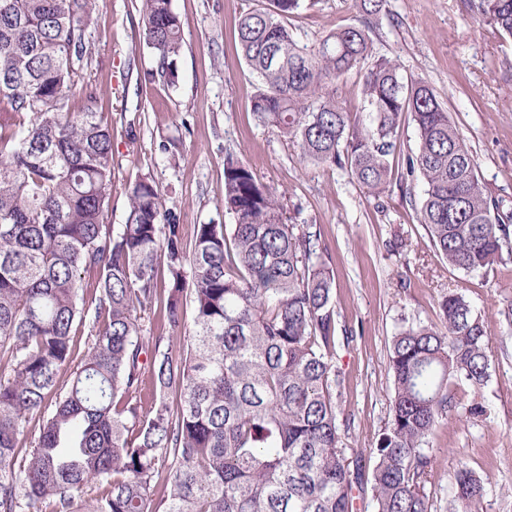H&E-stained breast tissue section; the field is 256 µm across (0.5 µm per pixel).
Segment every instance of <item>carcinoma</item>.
Listing matches in <instances>:
<instances>
[{
    "mask_svg": "<svg viewBox=\"0 0 512 512\" xmlns=\"http://www.w3.org/2000/svg\"><path fill=\"white\" fill-rule=\"evenodd\" d=\"M269 2L238 22L240 55L259 81V121L293 139L304 160L345 169L378 196L399 169L397 128L410 117L418 147L399 182L416 173L424 182L417 219L435 250L464 272L511 261L512 210L485 193L433 89L373 55L382 0H359L357 22L314 48L286 23L302 0ZM95 4L0 0V358L11 367L0 372V512H358L367 484L375 512H431L423 445L454 408L450 381L489 380L481 316L450 291L439 303L443 328L412 324L393 336L391 419L366 478L340 437L333 275L320 235L284 223L279 196L241 158L224 157L234 223L194 225L190 249L150 176L125 187L120 230L103 223L111 123L97 87L83 81ZM467 8L512 39V0ZM142 13L143 42L158 56L150 76L172 85L179 17L171 0H143ZM367 60L363 126L338 91ZM77 97L84 104L74 112ZM156 312L168 334L143 335ZM86 323L88 350L61 394L74 327ZM34 415L39 433L18 469L19 437ZM169 457L158 493L155 467ZM90 484L106 494L81 498ZM484 493L480 476L458 470L462 512H480Z\"/></svg>",
    "mask_w": 512,
    "mask_h": 512,
    "instance_id": "cac0c4a2",
    "label": "carcinoma"
}]
</instances>
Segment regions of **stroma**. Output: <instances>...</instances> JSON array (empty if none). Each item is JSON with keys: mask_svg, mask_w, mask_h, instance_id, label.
I'll use <instances>...</instances> for the list:
<instances>
[{"mask_svg": "<svg viewBox=\"0 0 512 512\" xmlns=\"http://www.w3.org/2000/svg\"><path fill=\"white\" fill-rule=\"evenodd\" d=\"M268 0H171L182 23L177 78L146 79L155 54L142 43L141 0H98L84 76L98 88V109L112 119L115 168L105 223L127 217L124 187L151 175L185 233L224 211V155L233 152L281 198L287 223L315 226L334 273L338 328L353 342L336 346L344 380L340 433L349 457L371 473L372 449L393 397L388 371L393 336L411 323L440 326L439 302L462 291L490 339V378L482 388L452 386L456 407L424 445L431 512H453L459 467L485 483L481 512H512V262L466 273L450 267L416 219L420 177L367 194L343 169L306 162L296 145L251 110L257 78L236 50V22ZM358 17L355 0H303L287 21L307 46ZM374 54L394 59L403 75L427 83L471 150L482 183L512 207V41L473 18L465 0H386L372 35ZM176 143L178 164L164 146ZM483 417L466 414L473 402Z\"/></svg>", "mask_w": 512, "mask_h": 512, "instance_id": "obj_1", "label": "stroma"}]
</instances>
